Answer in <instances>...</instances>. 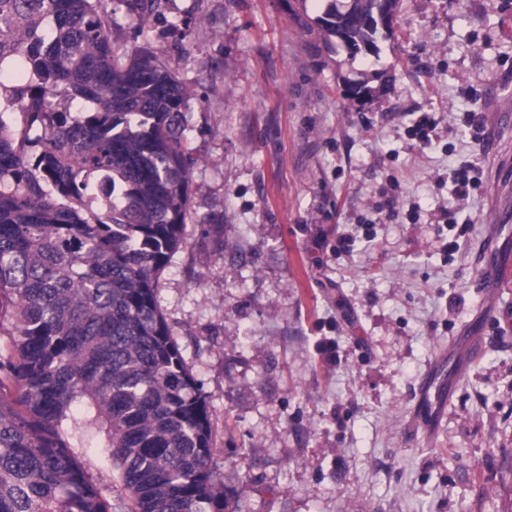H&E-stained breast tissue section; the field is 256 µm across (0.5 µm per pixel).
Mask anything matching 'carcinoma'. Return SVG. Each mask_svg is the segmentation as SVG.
I'll return each mask as SVG.
<instances>
[{"instance_id":"1","label":"carcinoma","mask_w":512,"mask_h":512,"mask_svg":"<svg viewBox=\"0 0 512 512\" xmlns=\"http://www.w3.org/2000/svg\"><path fill=\"white\" fill-rule=\"evenodd\" d=\"M398 2L332 0L315 23L356 53ZM122 4L141 27L159 7ZM102 7L0 0V512H112L78 453L93 429L133 512H225L156 298L185 244L190 91L154 52L118 54Z\"/></svg>"}]
</instances>
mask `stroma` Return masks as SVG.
Listing matches in <instances>:
<instances>
[{
  "instance_id": "stroma-1",
  "label": "stroma",
  "mask_w": 512,
  "mask_h": 512,
  "mask_svg": "<svg viewBox=\"0 0 512 512\" xmlns=\"http://www.w3.org/2000/svg\"><path fill=\"white\" fill-rule=\"evenodd\" d=\"M327 2L159 0L141 28L104 0L113 46L153 50L192 90L187 243L156 293L213 462L233 512H512V287L472 286L483 237L512 263V181L493 168L512 144V0H400L354 56L312 25ZM425 113L427 146L406 133ZM466 164L482 182L459 202ZM485 306L499 318L473 358ZM443 347L448 410L408 440ZM109 455L80 451L130 512Z\"/></svg>"
}]
</instances>
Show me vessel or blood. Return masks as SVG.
Listing matches in <instances>:
<instances>
[{
  "label": "vessel or blood",
  "instance_id": "obj_1",
  "mask_svg": "<svg viewBox=\"0 0 512 512\" xmlns=\"http://www.w3.org/2000/svg\"><path fill=\"white\" fill-rule=\"evenodd\" d=\"M495 245L486 242L483 246L485 259L480 262L474 279V287L488 292H496L506 287L508 279L512 278V267L502 263L490 262ZM448 354L439 350L422 375L413 408L416 426L425 434H432L448 407Z\"/></svg>",
  "mask_w": 512,
  "mask_h": 512
}]
</instances>
